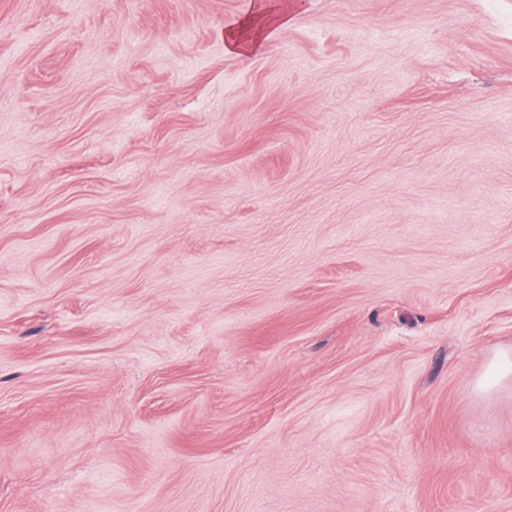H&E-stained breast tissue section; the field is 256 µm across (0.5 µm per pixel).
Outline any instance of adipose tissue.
<instances>
[{"mask_svg": "<svg viewBox=\"0 0 512 512\" xmlns=\"http://www.w3.org/2000/svg\"><path fill=\"white\" fill-rule=\"evenodd\" d=\"M297 13L283 9L279 0H264L260 11L247 14L226 27L224 40L229 54L249 57L275 31L296 22Z\"/></svg>", "mask_w": 512, "mask_h": 512, "instance_id": "1", "label": "adipose tissue"}]
</instances>
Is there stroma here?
<instances>
[{
    "mask_svg": "<svg viewBox=\"0 0 512 512\" xmlns=\"http://www.w3.org/2000/svg\"><path fill=\"white\" fill-rule=\"evenodd\" d=\"M254 2L0 0V512H512V0ZM259 12L246 14L225 27V48L229 54L246 59L275 31L296 22L298 14L286 11L277 0H264Z\"/></svg>",
    "mask_w": 512,
    "mask_h": 512,
    "instance_id": "1",
    "label": "stroma"
}]
</instances>
